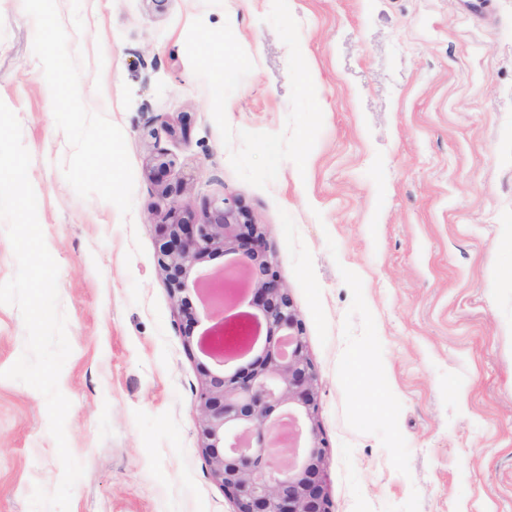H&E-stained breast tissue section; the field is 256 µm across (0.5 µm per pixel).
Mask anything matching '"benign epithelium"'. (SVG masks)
Listing matches in <instances>:
<instances>
[{"instance_id": "benign-epithelium-1", "label": "benign epithelium", "mask_w": 512, "mask_h": 512, "mask_svg": "<svg viewBox=\"0 0 512 512\" xmlns=\"http://www.w3.org/2000/svg\"><path fill=\"white\" fill-rule=\"evenodd\" d=\"M164 216L160 267L185 322V343L198 323L184 293L203 296L201 285L213 289L215 312L236 307L224 300L235 287L234 273L247 279L246 296L258 310L253 315L265 329L262 351L233 372L224 365L241 355L230 351L247 329L241 320H219L209 330L214 349L204 353L216 370H204L196 393L202 449L212 473L234 504L235 512H331L324 481L325 443L320 438L318 375L306 352L302 320L281 279L279 260L267 250L259 224L243 206L223 199L205 221L177 197ZM222 248L238 256L223 275L196 273V265ZM284 454L294 459L281 467Z\"/></svg>"}]
</instances>
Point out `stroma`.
I'll list each match as a JSON object with an SVG mask.
<instances>
[{
	"label": "stroma",
	"instance_id": "1",
	"mask_svg": "<svg viewBox=\"0 0 512 512\" xmlns=\"http://www.w3.org/2000/svg\"><path fill=\"white\" fill-rule=\"evenodd\" d=\"M288 4L323 128L305 169L283 162L259 189L230 165L185 40L194 19L230 23L254 68L227 120L281 132L272 0H0V101L31 154L72 347L70 512L235 510L201 449L209 360L186 349L159 265L168 186L198 213L236 200L278 257L318 374L332 512H512V0ZM25 340L0 304V370ZM357 357L378 372L362 387ZM61 476L44 396L0 379V512H30Z\"/></svg>",
	"mask_w": 512,
	"mask_h": 512
}]
</instances>
